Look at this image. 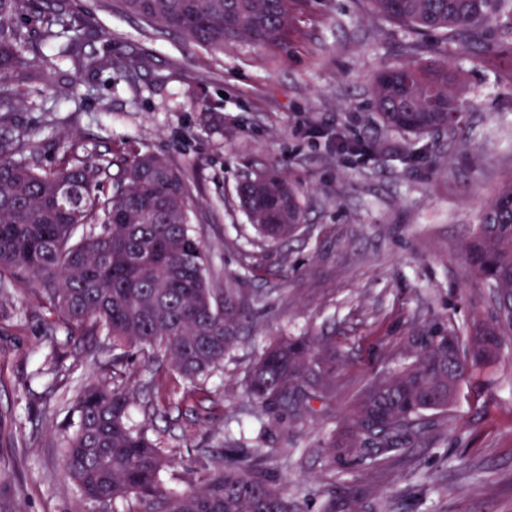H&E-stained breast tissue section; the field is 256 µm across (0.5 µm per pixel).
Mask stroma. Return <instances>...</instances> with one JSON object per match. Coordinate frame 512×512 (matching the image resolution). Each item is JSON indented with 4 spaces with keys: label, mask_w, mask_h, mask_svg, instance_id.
Segmentation results:
<instances>
[{
    "label": "stroma",
    "mask_w": 512,
    "mask_h": 512,
    "mask_svg": "<svg viewBox=\"0 0 512 512\" xmlns=\"http://www.w3.org/2000/svg\"><path fill=\"white\" fill-rule=\"evenodd\" d=\"M72 9L89 51L117 68L79 76L74 112L47 91L26 98L13 116L35 132L26 155L54 167L62 136L81 156L167 155L190 186L214 287L241 289L252 314L244 341L199 385L141 353L122 368L140 397L162 403L148 425L174 459L169 484L183 486L190 469L204 474L225 437L255 436L248 371L274 338L306 334L334 342L343 363L267 461L290 491L315 508L353 477L391 512H512V352L461 383L427 441L345 471L319 446L415 327L491 320L463 246L512 179V19L482 30L465 54L445 34L377 16L367 0H300L283 47L242 41L220 53L156 34L116 0H72ZM421 58L455 73L461 128L416 137L379 121L375 75ZM340 139L365 154L338 150ZM274 165L300 188L304 212L298 233L276 245L237 195ZM32 289L18 280L0 290V512H72L79 492L55 442L77 417L48 398L43 368L53 352L66 386L104 377L106 339L71 331Z\"/></svg>",
    "instance_id": "35a3bbf8"
}]
</instances>
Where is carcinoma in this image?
<instances>
[{"label":"carcinoma","instance_id":"cac0c4a2","mask_svg":"<svg viewBox=\"0 0 512 512\" xmlns=\"http://www.w3.org/2000/svg\"><path fill=\"white\" fill-rule=\"evenodd\" d=\"M376 13L423 33L443 31L466 43L475 31L512 13V0H369ZM122 9L159 34H177L222 51L240 40L284 44L297 0H119ZM84 27L70 0H0V126H12L19 102L51 88L63 103L78 98L75 82H49L66 59L76 74L114 68L112 57L83 51ZM448 63H404L374 79L376 114L393 130L416 135L448 127L462 107ZM29 133L0 137V274L32 280L41 303L74 328L112 340V367L132 350L162 354L187 382L219 368L241 341L239 289L211 287L209 250L191 216L188 182L166 157L151 152L84 160L74 147L53 169L19 159ZM240 204L270 243L303 223L297 188L273 166L242 182ZM82 233H77V230ZM486 288L494 324L472 335L431 322L406 337V355L375 376L341 423L326 431L330 464L347 468L396 453L424 439L429 413L445 412L476 367L498 357L512 338V179L484 209L463 253ZM341 355L316 336H285L254 362L247 393L258 411V441L232 444L186 488L163 479L171 458L144 427L161 405L139 398L116 377L81 388L75 430L61 436L63 468L79 492L75 512L134 501V512H309L264 461L269 425L288 436L293 404L321 400L336 379ZM380 507L364 485L331 489L318 512H372Z\"/></svg>","mask_w":512,"mask_h":512}]
</instances>
